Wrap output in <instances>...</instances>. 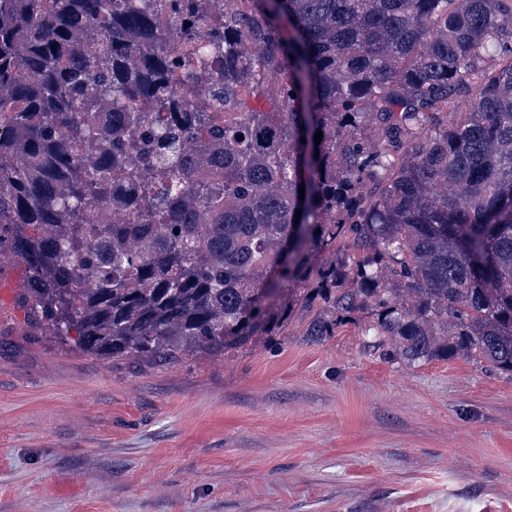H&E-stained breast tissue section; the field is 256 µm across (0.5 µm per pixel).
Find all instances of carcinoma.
<instances>
[{
    "label": "carcinoma",
    "mask_w": 512,
    "mask_h": 512,
    "mask_svg": "<svg viewBox=\"0 0 512 512\" xmlns=\"http://www.w3.org/2000/svg\"><path fill=\"white\" fill-rule=\"evenodd\" d=\"M209 2L167 0L169 40L159 0H0V252L30 316L175 363L300 308L312 342L353 323L512 376V0Z\"/></svg>",
    "instance_id": "carcinoma-1"
}]
</instances>
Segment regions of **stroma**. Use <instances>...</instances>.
<instances>
[{"label":"stroma","instance_id":"stroma-1","mask_svg":"<svg viewBox=\"0 0 512 512\" xmlns=\"http://www.w3.org/2000/svg\"><path fill=\"white\" fill-rule=\"evenodd\" d=\"M0 291V512H512V377L304 320L226 356L103 359Z\"/></svg>","mask_w":512,"mask_h":512}]
</instances>
